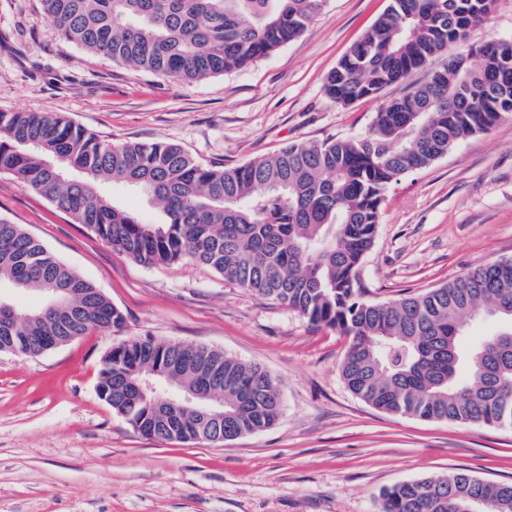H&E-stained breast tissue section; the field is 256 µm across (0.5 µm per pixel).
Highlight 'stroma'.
<instances>
[{"instance_id":"stroma-1","label":"stroma","mask_w":512,"mask_h":512,"mask_svg":"<svg viewBox=\"0 0 512 512\" xmlns=\"http://www.w3.org/2000/svg\"><path fill=\"white\" fill-rule=\"evenodd\" d=\"M388 0H325L307 30L252 65L183 84L64 41L39 0H0V111L57 113L99 137L181 145L233 167L285 145L361 135L408 83L348 106L326 75ZM0 216L126 317L38 356L0 353V512H381L383 492L470 470L512 482V431L377 410L343 382L347 340L183 261L147 267L0 174ZM512 257V119L462 139L385 194L359 267L365 297L417 294ZM141 336L222 350L279 381L283 409L237 440L147 438L97 395L104 356Z\"/></svg>"}]
</instances>
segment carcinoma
Segmentation results:
<instances>
[{
  "label": "carcinoma",
  "mask_w": 512,
  "mask_h": 512,
  "mask_svg": "<svg viewBox=\"0 0 512 512\" xmlns=\"http://www.w3.org/2000/svg\"><path fill=\"white\" fill-rule=\"evenodd\" d=\"M62 39L132 68L193 83L244 68L305 32L323 0H40ZM495 0H389L387 9L325 81L350 105L402 83L467 41ZM478 65L457 55L401 98L384 103L356 137L289 144L231 168L200 164L167 142L112 144L63 116L0 112V174L67 213L113 249L146 266L190 261L280 302L349 338L340 366L349 390L384 412L512 430V259L388 302L364 299L359 266L371 249L386 190L460 140L512 117V40L484 43ZM136 189L159 210L149 224L98 191ZM41 291L42 306H0V352L24 338L40 353L92 330L117 331L123 313L20 224L0 217V289ZM501 324L469 349L463 319ZM168 366L183 394L208 392L220 423L194 405L133 406L127 392ZM97 394L144 436L229 442L272 427L277 380L205 345L135 337L103 359ZM382 512H512V483L466 470L387 490Z\"/></svg>",
  "instance_id": "1"
}]
</instances>
